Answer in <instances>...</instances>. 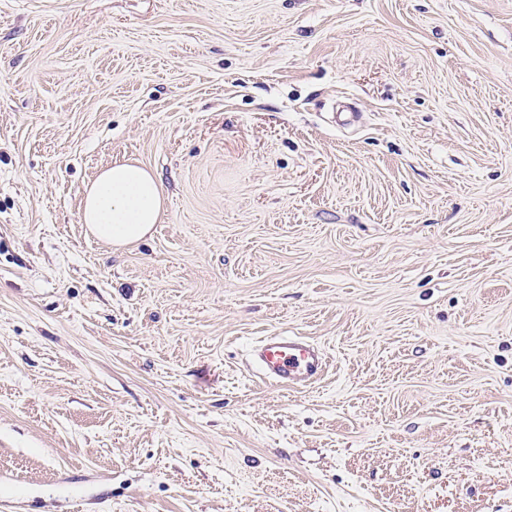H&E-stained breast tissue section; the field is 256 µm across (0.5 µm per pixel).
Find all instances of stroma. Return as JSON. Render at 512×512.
Here are the masks:
<instances>
[{
  "instance_id": "35a3bbf8",
  "label": "stroma",
  "mask_w": 512,
  "mask_h": 512,
  "mask_svg": "<svg viewBox=\"0 0 512 512\" xmlns=\"http://www.w3.org/2000/svg\"><path fill=\"white\" fill-rule=\"evenodd\" d=\"M0 512H512V0H0ZM165 201L154 175L136 162L103 169L88 186L81 222L114 248L142 240L158 224ZM253 354L264 379L289 387H303L321 378L327 366L324 350L293 336H266Z\"/></svg>"
}]
</instances>
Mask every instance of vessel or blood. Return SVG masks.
I'll list each match as a JSON object with an SVG mask.
<instances>
[{
    "label": "vessel or blood",
    "instance_id": "b4317fda",
    "mask_svg": "<svg viewBox=\"0 0 512 512\" xmlns=\"http://www.w3.org/2000/svg\"><path fill=\"white\" fill-rule=\"evenodd\" d=\"M253 354L264 379L289 388L315 383L327 366L320 346L293 336L265 337L254 347Z\"/></svg>",
    "mask_w": 512,
    "mask_h": 512
}]
</instances>
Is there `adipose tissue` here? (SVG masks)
<instances>
[{"label":"adipose tissue","instance_id":"adipose-tissue-1","mask_svg":"<svg viewBox=\"0 0 512 512\" xmlns=\"http://www.w3.org/2000/svg\"><path fill=\"white\" fill-rule=\"evenodd\" d=\"M164 206L154 175L144 166L127 161L103 169L88 186L81 221L95 238L119 248L149 235Z\"/></svg>","mask_w":512,"mask_h":512}]
</instances>
